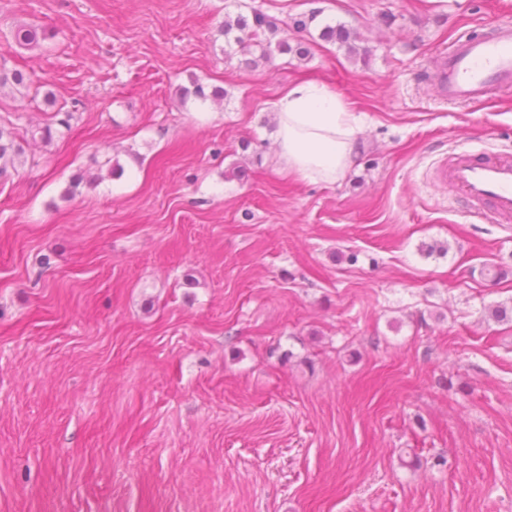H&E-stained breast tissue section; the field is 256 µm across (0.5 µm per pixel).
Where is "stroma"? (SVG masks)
<instances>
[{"label":"stroma","mask_w":512,"mask_h":512,"mask_svg":"<svg viewBox=\"0 0 512 512\" xmlns=\"http://www.w3.org/2000/svg\"><path fill=\"white\" fill-rule=\"evenodd\" d=\"M254 8L310 56L225 57V16ZM506 19L512 0H0V66L30 78L0 90L23 149L0 174V512H512V322L488 316L512 307V219L435 177L464 149L512 158V91L433 82ZM195 79L223 100H181ZM296 82L362 117L335 183L273 162ZM320 38L327 42H333L345 47L349 54H357L358 50L354 46L356 34L352 32L344 23L330 24L326 23L320 31Z\"/></svg>","instance_id":"stroma-1"}]
</instances>
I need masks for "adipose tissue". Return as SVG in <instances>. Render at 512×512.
I'll return each mask as SVG.
<instances>
[{
  "instance_id": "obj_1",
  "label": "adipose tissue",
  "mask_w": 512,
  "mask_h": 512,
  "mask_svg": "<svg viewBox=\"0 0 512 512\" xmlns=\"http://www.w3.org/2000/svg\"><path fill=\"white\" fill-rule=\"evenodd\" d=\"M278 159L304 181H336L347 169L360 117L326 86L298 83L274 102Z\"/></svg>"
}]
</instances>
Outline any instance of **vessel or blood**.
<instances>
[{
	"mask_svg": "<svg viewBox=\"0 0 512 512\" xmlns=\"http://www.w3.org/2000/svg\"><path fill=\"white\" fill-rule=\"evenodd\" d=\"M433 80L440 95L453 102L476 101L492 91L512 89V23H497L486 36L460 37L441 57ZM440 173L472 208L512 218V161L483 159L465 150Z\"/></svg>",
	"mask_w": 512,
	"mask_h": 512,
	"instance_id": "vessel-or-blood-1",
	"label": "vessel or blood"
}]
</instances>
